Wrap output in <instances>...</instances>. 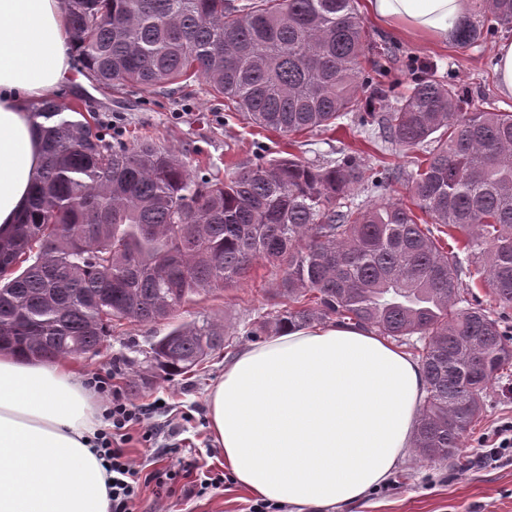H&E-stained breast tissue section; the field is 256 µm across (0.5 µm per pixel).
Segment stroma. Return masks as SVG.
Listing matches in <instances>:
<instances>
[{
	"label": "stroma",
	"instance_id": "obj_1",
	"mask_svg": "<svg viewBox=\"0 0 512 512\" xmlns=\"http://www.w3.org/2000/svg\"><path fill=\"white\" fill-rule=\"evenodd\" d=\"M371 47L362 61L371 69L384 55L395 56L397 93H406L412 66L420 61L436 65V75L468 87L475 103L503 112L512 111V98L497 88L495 48L512 39V29L499 28L495 37L471 47L456 43L415 42L397 29L385 26L369 14L367 0H357ZM58 101L95 111L104 124L118 122L123 134L148 138L174 149L185 161L194 162L197 152L208 154L214 172L226 175L251 166L259 158L280 156L292 150L302 160L319 163L336 158L339 152L355 154L361 163L375 164L378 156L366 134L349 129L300 134V144L289 147L287 138L253 127L238 112L225 110L214 101L205 85L196 81L168 95L139 90L95 88L81 71H74L63 85ZM280 273L264 260H257L246 277L237 283L195 297L174 320L142 325L127 320L112 324L96 353L72 358L82 374L113 373L116 383L135 402L164 401L167 409L155 414L159 431L156 447L130 443L127 451L143 471L192 464L223 469L224 451L207 426V396L224 375L226 362L251 346L248 326L281 307ZM208 318L224 324L229 343L213 355L195 374L172 378L155 377L150 385L139 386L144 357L154 337L165 335L174 323ZM512 420V375L493 381L485 395L484 416L473 427L464 445L477 448L490 443L501 422ZM255 498L235 481L203 497L180 495L157 499L152 486L141 485L137 512H249ZM349 512H512V460L493 467L470 465L464 453L442 463L422 461L407 450L389 479L372 490Z\"/></svg>",
	"mask_w": 512,
	"mask_h": 512
}]
</instances>
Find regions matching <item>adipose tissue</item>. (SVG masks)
Here are the masks:
<instances>
[{
  "label": "adipose tissue",
  "instance_id": "1",
  "mask_svg": "<svg viewBox=\"0 0 512 512\" xmlns=\"http://www.w3.org/2000/svg\"><path fill=\"white\" fill-rule=\"evenodd\" d=\"M416 39L452 41L468 0H369ZM59 0H0V239L9 238L41 167L31 103L71 71ZM423 368L352 325L291 328L241 350L208 395L209 429L235 482L298 512H345L388 480L413 445ZM96 394L63 360L0 352V512H108L93 449Z\"/></svg>",
  "mask_w": 512,
  "mask_h": 512
}]
</instances>
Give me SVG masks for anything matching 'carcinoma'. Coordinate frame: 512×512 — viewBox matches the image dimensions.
I'll list each match as a JSON object with an SVG mask.
<instances>
[{
  "label": "carcinoma",
  "mask_w": 512,
  "mask_h": 512,
  "mask_svg": "<svg viewBox=\"0 0 512 512\" xmlns=\"http://www.w3.org/2000/svg\"><path fill=\"white\" fill-rule=\"evenodd\" d=\"M355 2L61 0L79 66L99 86L155 92L197 79L264 131L290 137L346 118L378 128V151L424 159L406 171L290 153L220 178L201 151L192 167L147 139L109 140L95 113L44 99L31 112L42 168L0 241V350L92 353L112 322L169 320L265 259L281 272L282 307L248 335L336 316L397 342L418 336L427 387L414 448L427 462L452 459L488 384L512 368V344L491 309L469 303L459 254L437 232L457 230L469 277L512 307V112L462 111L471 93L429 64L391 111H376L389 70H362L369 43ZM475 7L461 46L512 27V0ZM362 82L375 84L368 103ZM397 184L410 204L351 197ZM222 349L223 325L183 322L145 358L149 372L175 376Z\"/></svg>",
  "instance_id": "cac0c4a2"
}]
</instances>
